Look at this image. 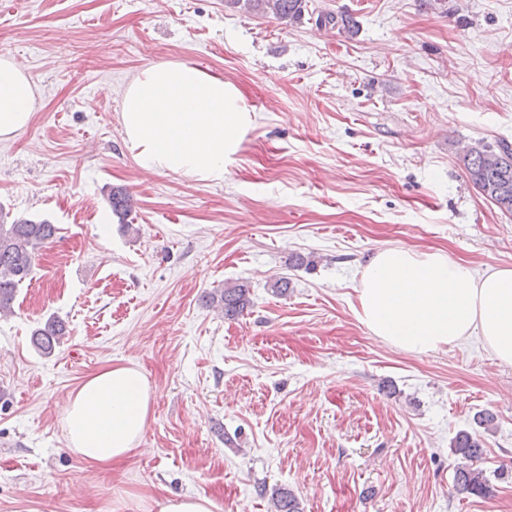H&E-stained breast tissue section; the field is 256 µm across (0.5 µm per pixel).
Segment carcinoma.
<instances>
[{"instance_id": "1", "label": "carcinoma", "mask_w": 512, "mask_h": 512, "mask_svg": "<svg viewBox=\"0 0 512 512\" xmlns=\"http://www.w3.org/2000/svg\"><path fill=\"white\" fill-rule=\"evenodd\" d=\"M233 7L249 13L272 16L282 22L298 21L304 15L307 0H227ZM462 162L468 180L490 199L501 211L512 214V144L500 140L494 144L478 140L463 153ZM112 214L120 223L132 209L130 195L112 190L108 195ZM57 234V227L46 221L15 218L7 222L0 209V314L13 312L16 294L31 279L36 254ZM210 305L221 309L227 319H236L250 304L249 288L245 284H227L224 288L205 295ZM64 325L53 317L33 333L34 345L45 355L54 352ZM455 455L462 464L455 470L454 481L459 490L484 496L488 486L483 472L473 468L472 462L482 458L483 448L477 436L460 432L453 442ZM274 512H302L300 501L292 490L276 488L271 494Z\"/></svg>"}]
</instances>
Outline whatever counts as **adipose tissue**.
Returning a JSON list of instances; mask_svg holds the SVG:
<instances>
[{
    "mask_svg": "<svg viewBox=\"0 0 512 512\" xmlns=\"http://www.w3.org/2000/svg\"><path fill=\"white\" fill-rule=\"evenodd\" d=\"M36 88L10 57L0 56V141L33 119ZM121 124L140 165L204 181H222L254 115L223 78L176 61L151 63L128 83ZM356 318L385 344L422 354L481 337L512 365V267L476 272L441 251L378 249L362 267ZM155 399L133 364L105 368L68 396V450L94 465L128 457L142 442Z\"/></svg>",
    "mask_w": 512,
    "mask_h": 512,
    "instance_id": "1",
    "label": "adipose tissue"
}]
</instances>
